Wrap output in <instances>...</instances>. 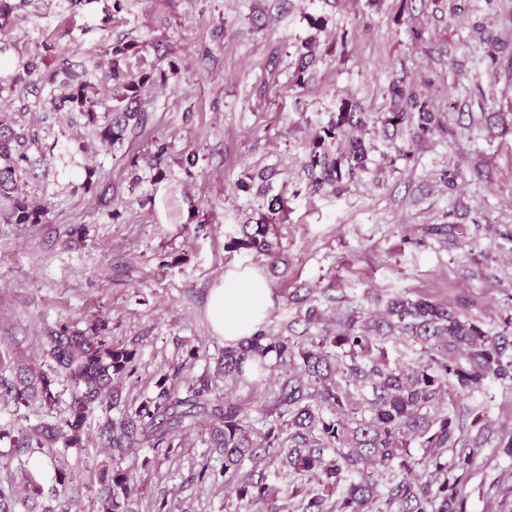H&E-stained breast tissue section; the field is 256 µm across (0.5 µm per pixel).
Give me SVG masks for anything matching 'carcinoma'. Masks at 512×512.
I'll use <instances>...</instances> for the list:
<instances>
[{"label":"carcinoma","mask_w":512,"mask_h":512,"mask_svg":"<svg viewBox=\"0 0 512 512\" xmlns=\"http://www.w3.org/2000/svg\"><path fill=\"white\" fill-rule=\"evenodd\" d=\"M132 49V44L113 48L105 70L94 62L95 69L103 70L101 80L112 84L115 100L126 103L115 108L110 123L97 128L106 145L144 123L140 104L147 79L136 82L121 66ZM313 62L312 45L307 43L299 53L295 86L306 84ZM11 67V72L0 75V82L17 85L35 71L31 62L18 61ZM51 82L63 90L53 99L56 110L78 112L87 123L96 124L90 94L94 84L65 65ZM389 93L393 111L383 125L413 123L415 139L444 128L439 113L431 111L429 102L405 82L393 81ZM368 123L367 113L347 108L337 114L335 123L315 134L304 165L313 189L327 185L339 192L344 180L367 170L368 149L362 134ZM340 137L346 138V146L335 154L330 147ZM34 145L35 140L0 113V198L11 201L9 220L15 224H38L46 211L23 196L18 184L20 172L33 164L29 150ZM263 206L257 222L242 225L240 236L231 238L227 248L267 256L274 269L278 260L270 234L282 223L285 199L267 195ZM105 329L98 314L89 334L62 330L49 337L50 354L75 389L70 413L59 422L20 427L14 447L43 448L60 439L67 448L84 447L87 420L95 409L112 407L116 385L134 359L133 351L101 335ZM380 336H405L424 349L437 346L441 352L421 366L389 368L371 357L373 341ZM271 354L284 371L269 405L252 410L228 397L213 405L203 388L184 397L164 388L121 420L106 418L100 436L122 455L144 441L153 442L155 448L170 445L186 420L199 417L209 427L212 447L224 456V473L237 472L246 462L254 473L267 458L276 456L297 479L317 480L319 489L303 500V512H465L455 472L470 470L475 449L460 445L463 426L442 405L447 396L480 391L489 380L512 381L511 321L491 330L455 307L399 293L380 317L370 320L349 310L336 319L335 330L322 336H271L262 329L224 349L217 367L226 376H241L247 362ZM350 385L369 389L370 396L355 401ZM6 392L18 405L36 397L47 406L54 402L51 380L43 372L27 373L6 386ZM414 444L424 450L422 457L411 453ZM450 448L457 449L451 466L442 459V452ZM101 483V512H129L136 491L134 477L124 470H104ZM224 487L238 500L256 506V512H280L261 479L241 484L226 480Z\"/></svg>","instance_id":"cac0c4a2"}]
</instances>
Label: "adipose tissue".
<instances>
[{"label":"adipose tissue","instance_id":"1","mask_svg":"<svg viewBox=\"0 0 512 512\" xmlns=\"http://www.w3.org/2000/svg\"><path fill=\"white\" fill-rule=\"evenodd\" d=\"M271 304L263 273L253 267L238 268L225 272L214 284L207 317L213 332L232 346L262 328Z\"/></svg>","mask_w":512,"mask_h":512}]
</instances>
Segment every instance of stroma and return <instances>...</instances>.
Wrapping results in <instances>:
<instances>
[{
    "instance_id": "obj_1",
    "label": "stroma",
    "mask_w": 512,
    "mask_h": 512,
    "mask_svg": "<svg viewBox=\"0 0 512 512\" xmlns=\"http://www.w3.org/2000/svg\"><path fill=\"white\" fill-rule=\"evenodd\" d=\"M461 4L460 15L448 0H384L378 9L367 0H27L18 10L0 38L36 72L30 84L0 90V112L38 145L77 139L88 152L76 166L50 158L24 175L29 199L48 207L42 223L0 218V376L23 366L44 372L57 399L50 409L0 396V494L14 512H99L105 469L135 477L133 512H245L227 497L224 459L200 424L182 429L172 449L147 443L114 455L99 443L98 410L82 449L14 448L21 426L67 417L73 389L48 338L88 330L96 313L108 321V341L135 353L115 420L164 385L182 393L205 385L211 397L251 407L271 401L276 368L240 382L215 369L225 345L205 309L214 283L235 267L265 273V329L275 336L288 335L308 307L327 318L349 309L373 317L398 292L453 305L494 330L512 319L504 238L512 233V0ZM314 18L322 29L311 28ZM415 28L424 32L418 46ZM312 37L311 80L293 87L298 51ZM487 37L498 44L492 58ZM126 43L140 47L125 61L130 76L156 81L143 126L106 149L86 118L54 110L48 76L64 63L81 71L91 55L108 61ZM399 78L447 113V130L416 141L408 126L385 137L380 119ZM347 100L377 118L365 136L368 169L342 192L313 189L303 170L308 145ZM463 112H500L506 125L464 129ZM449 169L452 192L441 181ZM242 181L253 191H239ZM268 194L288 200L275 267L226 247ZM448 221L460 238L428 234ZM454 411L469 437L482 439L460 483L466 512H512V457L498 445L512 435V384L488 381ZM263 476L284 512H301L297 480L279 459Z\"/></svg>"
}]
</instances>
